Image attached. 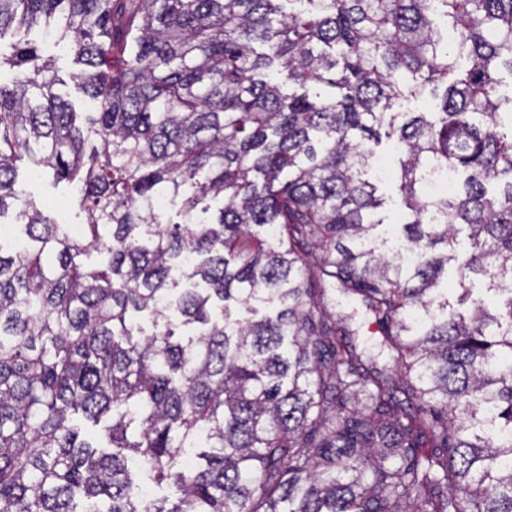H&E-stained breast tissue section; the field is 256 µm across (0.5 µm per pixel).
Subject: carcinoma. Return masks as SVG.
<instances>
[{
    "label": "carcinoma",
    "mask_w": 512,
    "mask_h": 512,
    "mask_svg": "<svg viewBox=\"0 0 512 512\" xmlns=\"http://www.w3.org/2000/svg\"><path fill=\"white\" fill-rule=\"evenodd\" d=\"M42 25L97 111L59 92ZM6 31L0 512H512V0H0ZM428 86L437 111L401 112ZM383 135L408 262L363 178ZM19 162L71 187L79 235ZM436 168L461 191L429 196ZM464 228L492 310L438 289ZM126 450L176 501L141 496Z\"/></svg>",
    "instance_id": "cac0c4a2"
}]
</instances>
